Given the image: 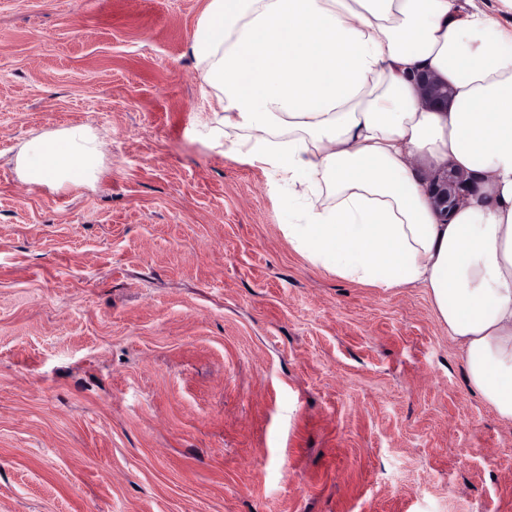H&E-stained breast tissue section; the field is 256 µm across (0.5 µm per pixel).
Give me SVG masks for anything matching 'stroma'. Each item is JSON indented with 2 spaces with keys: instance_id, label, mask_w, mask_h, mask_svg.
<instances>
[{
  "instance_id": "1",
  "label": "stroma",
  "mask_w": 512,
  "mask_h": 512,
  "mask_svg": "<svg viewBox=\"0 0 512 512\" xmlns=\"http://www.w3.org/2000/svg\"><path fill=\"white\" fill-rule=\"evenodd\" d=\"M208 0H0V512H512V424L420 288L308 262L195 140ZM86 124L93 184L31 187ZM103 160V139L85 124L34 133L13 159L25 184L51 188L92 184Z\"/></svg>"
}]
</instances>
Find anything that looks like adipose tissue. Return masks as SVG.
I'll list each match as a JSON object with an SVG mask.
<instances>
[{
  "instance_id": "ef3b65f1",
  "label": "adipose tissue",
  "mask_w": 512,
  "mask_h": 512,
  "mask_svg": "<svg viewBox=\"0 0 512 512\" xmlns=\"http://www.w3.org/2000/svg\"><path fill=\"white\" fill-rule=\"evenodd\" d=\"M217 99L204 146L262 168L312 264L379 288H421L464 356L469 389L512 423V23L459 0H208L190 40ZM428 68L455 94L425 107ZM483 177L448 222L416 163ZM85 124L32 134L28 185L92 184Z\"/></svg>"
}]
</instances>
